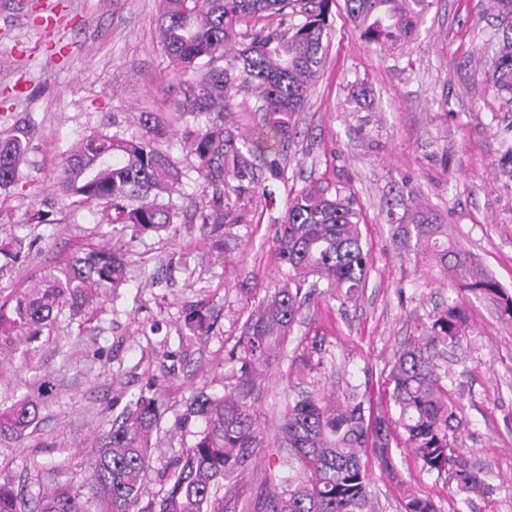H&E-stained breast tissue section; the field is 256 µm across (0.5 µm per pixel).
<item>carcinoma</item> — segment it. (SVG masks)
Returning a JSON list of instances; mask_svg holds the SVG:
<instances>
[{"label": "carcinoma", "instance_id": "carcinoma-1", "mask_svg": "<svg viewBox=\"0 0 512 512\" xmlns=\"http://www.w3.org/2000/svg\"><path fill=\"white\" fill-rule=\"evenodd\" d=\"M335 0H160L157 26L179 81V117L190 115L183 142L202 179L192 220L217 233L239 223L238 204L266 192L284 177L282 152L293 137L296 117L328 54L327 27ZM497 11L498 48L482 61L486 83L512 102V0H490ZM430 7V0H345L349 18L369 45H397ZM279 17V23L258 25ZM164 135L155 125L141 135L93 132L67 152L55 193L104 206L112 231H159L176 223L177 164L154 146ZM28 127L0 138V190L21 180L30 149ZM393 238L451 275L461 290L490 300L498 317L512 323V292L504 289L464 246L448 240L442 216L416 203L404 184ZM55 203L45 200L29 214L31 224H57ZM359 212L351 197L312 184L289 199L275 225L279 265L286 283L264 297L247 322L229 359L239 364L236 383L216 395L198 390L178 420L193 417L204 428L174 462L163 495L147 502L142 489L151 455L159 448L158 399L139 396L97 440L87 459L83 487L97 512H224L236 498L231 479L250 470L262 448L249 398L255 378L276 360V347L301 315L311 289L331 298L355 300L372 270L362 242ZM110 233L59 258L32 288L0 300V372L13 367L16 346L43 334L64 309L80 313L117 291L126 278V251ZM7 264L35 259L33 244L18 239L0 247ZM185 325L201 334L210 316L200 306ZM468 317L452 302L420 334L410 337L385 376L394 413L377 412L352 390L306 395L288 404L277 426V459L288 475L265 491L254 512H376L363 458L372 452L402 491L403 512H437L432 500L400 479L394 463V433L428 473H448L467 502L493 490L489 467L478 468L464 444L461 388L440 369L438 357L466 338ZM41 402L28 395L0 411V437L20 440L40 422ZM0 512H88L82 495L63 486L38 495L34 506L8 483H0Z\"/></svg>", "mask_w": 512, "mask_h": 512}]
</instances>
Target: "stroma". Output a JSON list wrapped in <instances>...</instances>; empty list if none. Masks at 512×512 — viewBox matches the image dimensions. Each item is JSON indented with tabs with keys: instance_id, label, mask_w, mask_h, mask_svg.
I'll list each match as a JSON object with an SVG mask.
<instances>
[{
	"instance_id": "35a3bbf8",
	"label": "stroma",
	"mask_w": 512,
	"mask_h": 512,
	"mask_svg": "<svg viewBox=\"0 0 512 512\" xmlns=\"http://www.w3.org/2000/svg\"><path fill=\"white\" fill-rule=\"evenodd\" d=\"M487 2L435 0L409 41L391 48L362 42L338 0L325 66L297 117L274 204L260 199L241 209L220 248L200 224L124 240L128 263L118 299L90 314L62 312L52 335L21 346L16 358L24 369L0 376V405L36 391L43 402L35 432L0 441V481L27 498L44 483L81 491L95 438L153 388L166 408L163 447L152 456L143 497L158 496L175 456L202 427L196 420L177 428L187 401L203 384L217 391L234 382L227 354L247 317L283 283L275 218L289 193L318 183L356 201L373 269L355 301L311 298L279 351L281 365L256 381L250 402L263 446L237 480V512L265 488L288 401L355 388L385 407L382 382L396 352L452 299L469 324L467 343L448 362L462 386L466 446L503 485L468 505L408 448H394L396 468L437 512H512V325L490 302L401 251L386 206L392 190L410 183L418 203L446 216L453 239L512 291V103L487 85L478 62L494 32ZM158 7V0H0V132L17 125L34 132L21 181L0 194V240L24 237L39 251L0 278L1 294L25 289L42 266L97 233L101 206L71 199L57 203L60 223L27 222L51 195L63 154L84 135L140 134L142 116H152L168 129L157 148L183 173L180 205L200 195L181 134L170 129L183 95L157 36ZM201 301L214 327L186 337L185 315Z\"/></svg>"
}]
</instances>
